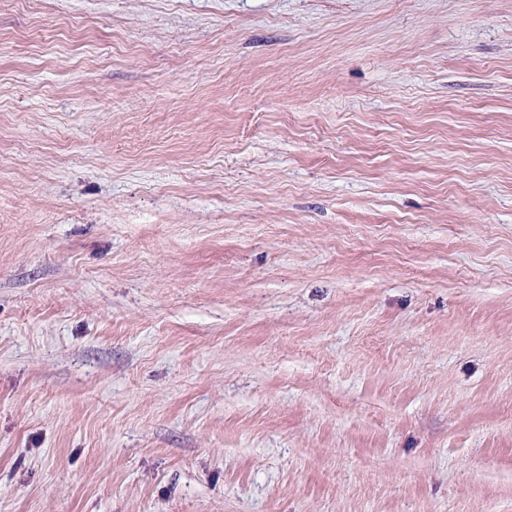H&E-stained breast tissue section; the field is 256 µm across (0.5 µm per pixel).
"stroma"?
I'll return each mask as SVG.
<instances>
[{"mask_svg":"<svg viewBox=\"0 0 512 512\" xmlns=\"http://www.w3.org/2000/svg\"><path fill=\"white\" fill-rule=\"evenodd\" d=\"M0 512H512V0H0Z\"/></svg>","mask_w":512,"mask_h":512,"instance_id":"1","label":"stroma"}]
</instances>
